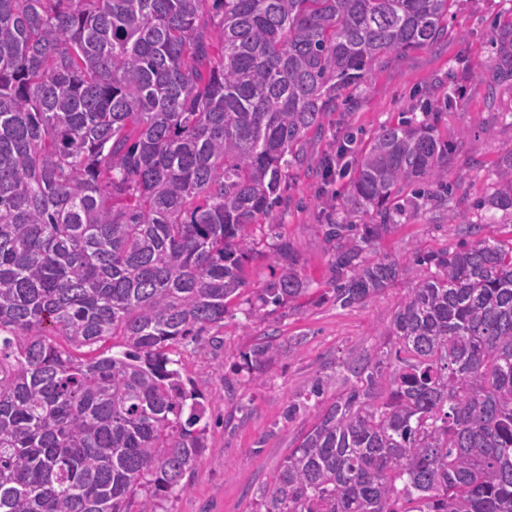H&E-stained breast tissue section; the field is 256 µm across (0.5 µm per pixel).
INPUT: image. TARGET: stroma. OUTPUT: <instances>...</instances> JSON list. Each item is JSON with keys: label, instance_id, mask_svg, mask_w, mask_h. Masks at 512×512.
<instances>
[{"label": "stroma", "instance_id": "stroma-1", "mask_svg": "<svg viewBox=\"0 0 512 512\" xmlns=\"http://www.w3.org/2000/svg\"><path fill=\"white\" fill-rule=\"evenodd\" d=\"M510 29L512 0H458L441 42L381 59L330 104L320 128L308 133L304 163L288 171L277 224L256 225L253 236L261 249L276 238L288 239L310 290L290 306L247 316L246 298L276 274L269 261H252L243 296L231 303L223 326L214 329L213 343L178 347L175 358L202 394L211 421L200 467L185 476V490L164 501L163 512H256L272 474L311 425L302 404L316 376L334 374L335 391L346 389L338 364L380 344V330L415 285L401 276L373 299L350 307L336 305L327 292L332 267L324 235L330 214L326 200L345 194L347 183L323 182L318 165L347 130L369 142L401 120L419 97L462 88L457 106L439 124L441 136L457 147L447 174L454 187L451 209H407L376 241L372 255L399 260L413 245L426 251L455 245L462 235L448 221L452 209L478 225L479 237L512 238V225L491 223L476 207L495 186L499 158L512 149V47L501 42ZM263 336L275 337L280 354L269 374L245 381L242 355Z\"/></svg>", "mask_w": 512, "mask_h": 512}]
</instances>
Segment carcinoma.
<instances>
[{
  "label": "carcinoma",
  "instance_id": "obj_1",
  "mask_svg": "<svg viewBox=\"0 0 512 512\" xmlns=\"http://www.w3.org/2000/svg\"><path fill=\"white\" fill-rule=\"evenodd\" d=\"M456 0H0V512H159L208 448L171 347L201 346L245 286L248 314L307 294L277 223L288 169L340 91L438 41ZM383 127L327 224L334 300L416 280L342 364L272 475L264 512H512V238L372 259L412 206L448 205L438 122ZM478 207L512 223V149ZM122 350L77 358L56 346ZM279 348L242 357L265 375Z\"/></svg>",
  "mask_w": 512,
  "mask_h": 512
}]
</instances>
